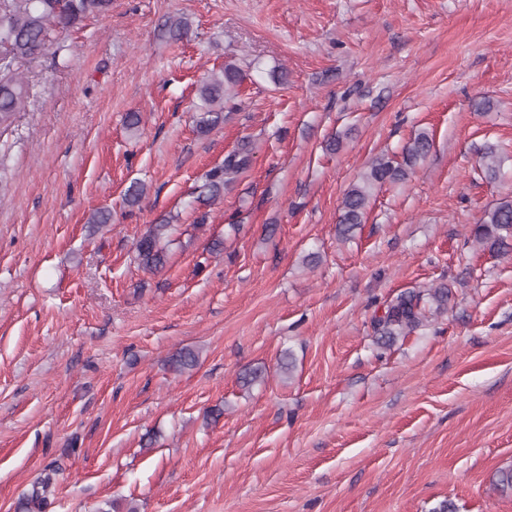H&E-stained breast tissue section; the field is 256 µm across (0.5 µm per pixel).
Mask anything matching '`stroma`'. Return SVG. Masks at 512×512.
Wrapping results in <instances>:
<instances>
[{
  "mask_svg": "<svg viewBox=\"0 0 512 512\" xmlns=\"http://www.w3.org/2000/svg\"><path fill=\"white\" fill-rule=\"evenodd\" d=\"M58 43L0 130V512L51 466L45 512H512V254L473 238L512 203V0H112ZM229 63L246 79L199 133ZM421 131L431 154L339 241L346 190ZM164 220L152 274L135 244ZM442 282L446 312L379 339L386 302ZM244 77L235 66L226 65L219 73H212L201 83L199 99L204 112L198 121L201 133H207L223 119L224 96L240 86ZM252 147L249 140H243L236 150L224 158V164L211 169L206 175L205 183L200 187L201 195L215 200L224 191L228 175L243 172L250 166Z\"/></svg>",
  "mask_w": 512,
  "mask_h": 512,
  "instance_id": "stroma-1",
  "label": "stroma"
}]
</instances>
